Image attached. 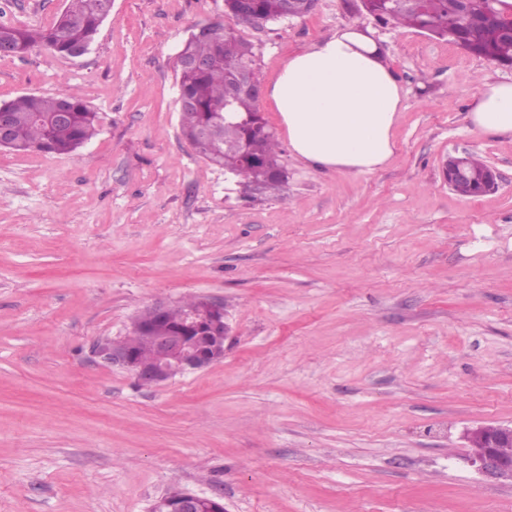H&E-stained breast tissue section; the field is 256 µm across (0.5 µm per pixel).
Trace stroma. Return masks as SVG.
Wrapping results in <instances>:
<instances>
[{
  "label": "stroma",
  "instance_id": "obj_1",
  "mask_svg": "<svg viewBox=\"0 0 512 512\" xmlns=\"http://www.w3.org/2000/svg\"><path fill=\"white\" fill-rule=\"evenodd\" d=\"M68 0H0L49 26ZM223 24L260 88L337 29L371 30L401 85L369 174L280 149L282 190L244 197L180 132L177 58ZM512 67L379 22L362 0L239 23L224 0H114L91 50L0 55V103L61 88L98 112L75 152L0 149V512H149L172 492L226 512H512L466 433L512 424V138L475 129L478 77ZM497 191L463 196L447 156ZM223 302L224 359L144 385L93 353L152 306Z\"/></svg>",
  "mask_w": 512,
  "mask_h": 512
}]
</instances>
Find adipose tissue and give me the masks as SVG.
<instances>
[{"mask_svg": "<svg viewBox=\"0 0 512 512\" xmlns=\"http://www.w3.org/2000/svg\"><path fill=\"white\" fill-rule=\"evenodd\" d=\"M268 100L293 153L314 168L367 174L394 151L402 92L368 31L345 27L288 57ZM469 116L481 132L512 137V82L479 79Z\"/></svg>", "mask_w": 512, "mask_h": 512, "instance_id": "obj_1", "label": "adipose tissue"}]
</instances>
